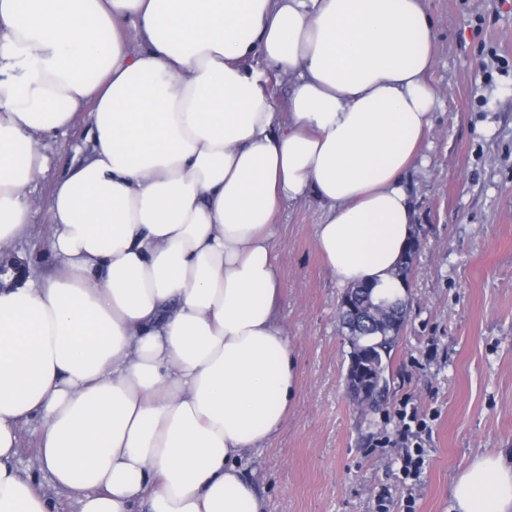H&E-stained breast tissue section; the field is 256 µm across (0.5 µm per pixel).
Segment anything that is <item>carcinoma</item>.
Returning <instances> with one entry per match:
<instances>
[{"mask_svg": "<svg viewBox=\"0 0 512 512\" xmlns=\"http://www.w3.org/2000/svg\"><path fill=\"white\" fill-rule=\"evenodd\" d=\"M348 293L357 297L358 307L373 317V321L365 326L355 327L350 313L339 308L342 323L349 330L351 345L346 379L352 392L348 396L362 410H376L386 400L389 390L387 373L400 340L399 333L384 326L385 312H391L392 318L401 325L406 318L407 302L398 298L378 301L374 297V288L362 284L349 288Z\"/></svg>", "mask_w": 512, "mask_h": 512, "instance_id": "cac0c4a2", "label": "carcinoma"}]
</instances>
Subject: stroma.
Returning <instances> with one entry per match:
<instances>
[{
    "instance_id": "stroma-1",
    "label": "stroma",
    "mask_w": 512,
    "mask_h": 512,
    "mask_svg": "<svg viewBox=\"0 0 512 512\" xmlns=\"http://www.w3.org/2000/svg\"><path fill=\"white\" fill-rule=\"evenodd\" d=\"M437 39L429 76L443 105L410 177L423 244L408 275L401 330L384 405L357 409L346 394L349 346L338 306L344 289L315 244L322 207L308 199L283 209L276 254L277 316L296 361L286 420L240 465L268 512H449L455 477L476 456L512 451V0H427ZM89 111L45 141L47 174L34 185L29 231L10 248L33 277L56 271L47 201L56 180L92 143ZM424 411L425 464L403 480L395 416L402 402ZM41 419L21 427L18 472L54 512H79L35 458Z\"/></svg>"
}]
</instances>
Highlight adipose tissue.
<instances>
[{
	"instance_id": "1",
	"label": "adipose tissue",
	"mask_w": 512,
	"mask_h": 512,
	"mask_svg": "<svg viewBox=\"0 0 512 512\" xmlns=\"http://www.w3.org/2000/svg\"><path fill=\"white\" fill-rule=\"evenodd\" d=\"M435 42L426 0H0V245L92 109L47 203L56 274L0 288V512H52L12 465L36 415L80 512H266L239 461L296 391L273 218L316 197L338 283L405 297ZM451 498L512 512V464L475 458Z\"/></svg>"
}]
</instances>
